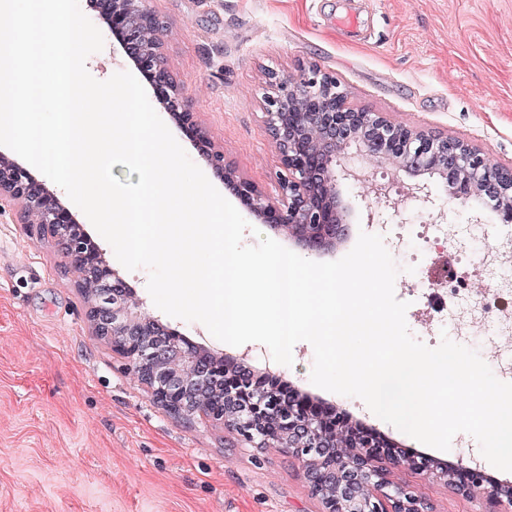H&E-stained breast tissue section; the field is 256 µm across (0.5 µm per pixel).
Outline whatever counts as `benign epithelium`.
Here are the masks:
<instances>
[{
  "label": "benign epithelium",
  "mask_w": 512,
  "mask_h": 512,
  "mask_svg": "<svg viewBox=\"0 0 512 512\" xmlns=\"http://www.w3.org/2000/svg\"><path fill=\"white\" fill-rule=\"evenodd\" d=\"M148 2L93 0L92 5L149 84L155 104L260 223L320 251L347 234L351 210L342 188L356 187L374 199L381 196L375 171L382 167L408 178L401 182L406 196L418 202L428 220L443 223L448 214L429 184L421 181L423 176L438 177L450 198L462 205L491 197L502 222H512V167L491 161L470 143L351 106L342 82L313 64L301 70L298 81L268 74L264 122L283 173L281 198L267 199L255 182L235 174L224 161V151L200 126L166 64L163 46L145 41L144 29L161 27ZM6 204L19 206L24 223L56 240L77 285H83L85 272L94 275L98 294L96 301L87 303L89 322L165 408L185 420L199 416L230 426L255 448L276 444L288 449L304 462L323 512H427L423 498L410 486L392 481L390 473L406 466L419 475H432L439 470L429 457L398 448L368 428L342 429L345 414L339 410L314 411L295 398L280 405L246 370L234 372L224 355L204 350L138 312L133 291L83 232L71 208L29 169L1 152L0 210ZM211 389L224 392L213 406L189 399L195 391ZM439 472L463 495L480 489L491 502L512 507V485L488 486L487 475L475 464L459 462Z\"/></svg>",
  "instance_id": "obj_1"
}]
</instances>
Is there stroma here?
<instances>
[{"instance_id": "35a3bbf8", "label": "stroma", "mask_w": 512, "mask_h": 512, "mask_svg": "<svg viewBox=\"0 0 512 512\" xmlns=\"http://www.w3.org/2000/svg\"><path fill=\"white\" fill-rule=\"evenodd\" d=\"M167 26V64L198 121L236 171L278 199L279 154L263 118L268 72L297 79L317 65L345 84L352 106L479 147L512 164V0H150ZM354 14L358 29L338 28ZM444 200L448 241L420 265L395 256L397 299L441 264L471 252L464 207ZM352 212L342 243L312 252L297 240L278 243L299 256L330 262L355 246L375 203L343 191ZM80 223L102 243L112 269L145 312L212 352L244 359L254 374L274 367L283 381L323 394L338 408L380 426L393 441L410 436L380 422L360 398L321 392L310 380L314 351L295 346L292 365L274 363L259 343L234 347L197 321L161 312L149 273L126 270L88 218ZM439 463L486 462L470 435L451 448H426ZM415 488L428 512H485L483 491L462 496L444 481L394 470ZM0 512H322L301 460L281 448H254L205 418L186 423L156 403L126 360L93 332L86 305L56 242L24 224L19 208L0 212Z\"/></svg>"}]
</instances>
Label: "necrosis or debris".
Returning <instances> with one entry per match:
<instances>
[{"label": "necrosis or debris", "instance_id": "obj_1", "mask_svg": "<svg viewBox=\"0 0 512 512\" xmlns=\"http://www.w3.org/2000/svg\"><path fill=\"white\" fill-rule=\"evenodd\" d=\"M388 233L396 243L407 238L414 242L410 258L415 263L447 238L440 225L430 223L416 225L409 232L403 225L392 224ZM476 249L492 285L490 296L473 302L471 277L463 269L442 284L423 285L411 289L410 294L422 305L428 345L440 344L446 335L459 344L471 342L493 348L495 359L508 363L512 361V304L502 301L501 296L512 294V236H502L492 244L478 240Z\"/></svg>", "mask_w": 512, "mask_h": 512}]
</instances>
